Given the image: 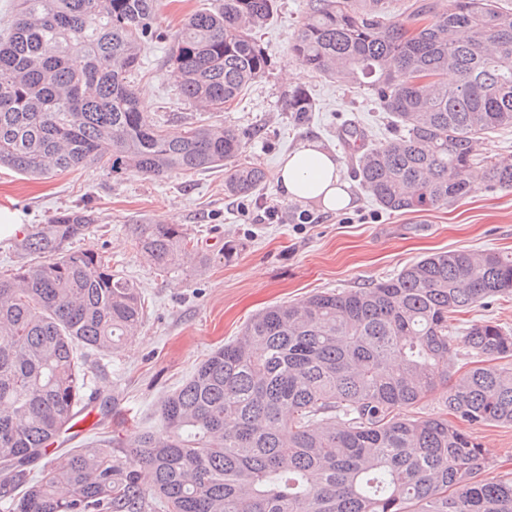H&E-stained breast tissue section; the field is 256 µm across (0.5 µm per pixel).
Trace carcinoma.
<instances>
[{
  "instance_id": "carcinoma-1",
  "label": "carcinoma",
  "mask_w": 512,
  "mask_h": 512,
  "mask_svg": "<svg viewBox=\"0 0 512 512\" xmlns=\"http://www.w3.org/2000/svg\"><path fill=\"white\" fill-rule=\"evenodd\" d=\"M275 0H218L166 36L157 0H16L0 36V164L38 177L92 163L160 177L227 167L224 191L250 196L265 170L236 162L243 137L200 124L170 132L129 77L168 39L177 92L210 112L269 67L257 33ZM312 71L373 93L395 135L358 152L355 177L386 212L438 209L512 188V155L478 158L512 127V8L500 0H309L290 43ZM459 80L448 84V71ZM301 124L308 90L285 99ZM99 218L63 210L23 232L36 258L0 272V498L11 512H512V477L478 481L482 446L448 420L512 426V330L457 325L512 294V256L456 250L368 287L321 292L256 314L159 404L119 461L94 443L49 455L85 401L84 366L142 326L145 300L99 252L78 248ZM134 248L161 271L206 265L184 228L134 224ZM462 345L480 364L454 377ZM448 384L442 412L410 410ZM43 461L38 472L32 466Z\"/></svg>"
}]
</instances>
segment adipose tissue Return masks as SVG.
Segmentation results:
<instances>
[{
    "instance_id": "adipose-tissue-1",
    "label": "adipose tissue",
    "mask_w": 512,
    "mask_h": 512,
    "mask_svg": "<svg viewBox=\"0 0 512 512\" xmlns=\"http://www.w3.org/2000/svg\"><path fill=\"white\" fill-rule=\"evenodd\" d=\"M277 183L287 200L314 202L329 211L346 207L351 199L349 182L335 154L315 141L301 143L281 160Z\"/></svg>"
}]
</instances>
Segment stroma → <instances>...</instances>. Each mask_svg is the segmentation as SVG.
<instances>
[{"mask_svg": "<svg viewBox=\"0 0 512 512\" xmlns=\"http://www.w3.org/2000/svg\"><path fill=\"white\" fill-rule=\"evenodd\" d=\"M308 3L276 0L273 19L261 31L269 69L224 111L202 112L179 98L166 62L167 41L148 47L134 79L136 91L168 130L204 121L244 132L241 162L262 165L268 174L266 186L253 196L225 194L220 169L154 178L116 175L89 164L44 179L0 167V210L19 214L22 223L44 224L67 208L95 210L99 227L85 238V246L136 282L145 299L138 335L112 355L87 361L89 391L109 397L112 408L105 417L92 411L78 441L108 438L116 431L125 444L132 441L138 434V427L127 422L132 413L142 426L156 425L160 401L264 308L365 287L435 252L512 254V188H489L481 180L468 197L417 213L385 212L355 183L349 188L351 204L336 211L282 197L276 182L279 163L299 142L320 141L348 171L352 165L339 140L342 127L357 124L373 142L393 131L390 116L369 92L309 70L302 84L315 110L304 124L291 119L283 94L292 80L283 62ZM268 206L277 209L276 220L265 219ZM143 217L187 228L210 257L204 272L156 270L131 242L132 223ZM472 433L491 461L482 480L512 476V426H476Z\"/></svg>", "mask_w": 512, "mask_h": 512, "instance_id": "obj_1", "label": "stroma"}]
</instances>
